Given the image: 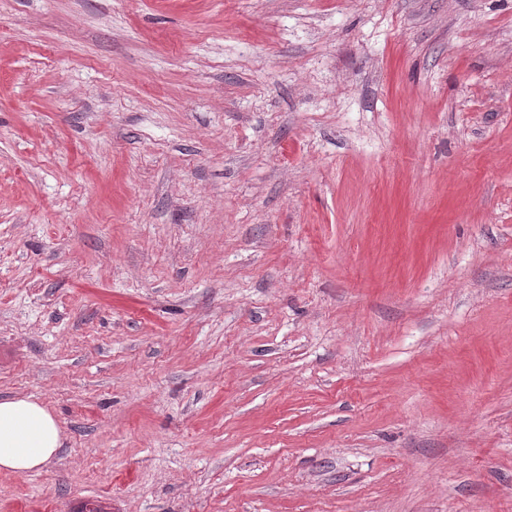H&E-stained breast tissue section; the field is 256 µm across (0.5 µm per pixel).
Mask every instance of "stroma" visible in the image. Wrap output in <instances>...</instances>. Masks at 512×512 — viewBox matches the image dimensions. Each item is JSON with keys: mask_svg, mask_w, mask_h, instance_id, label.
Listing matches in <instances>:
<instances>
[{"mask_svg": "<svg viewBox=\"0 0 512 512\" xmlns=\"http://www.w3.org/2000/svg\"><path fill=\"white\" fill-rule=\"evenodd\" d=\"M0 512H512V0H0ZM62 446L52 411L32 397L0 399V471L16 475L41 469Z\"/></svg>", "mask_w": 512, "mask_h": 512, "instance_id": "stroma-1", "label": "stroma"}]
</instances>
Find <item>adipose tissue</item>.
<instances>
[{
    "label": "adipose tissue",
    "mask_w": 512,
    "mask_h": 512,
    "mask_svg": "<svg viewBox=\"0 0 512 512\" xmlns=\"http://www.w3.org/2000/svg\"><path fill=\"white\" fill-rule=\"evenodd\" d=\"M62 446L52 411L30 397L0 399V471L22 475L41 469Z\"/></svg>",
    "instance_id": "obj_1"
}]
</instances>
